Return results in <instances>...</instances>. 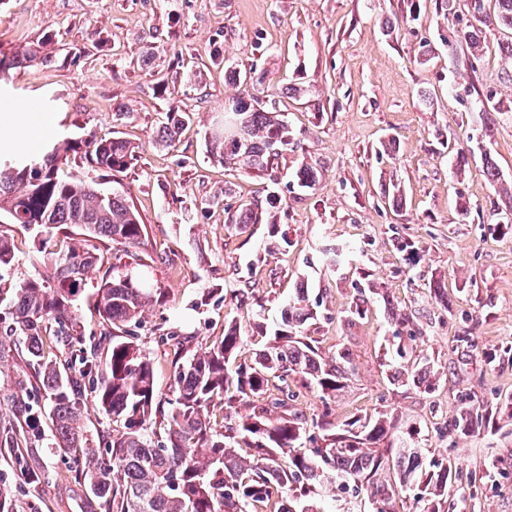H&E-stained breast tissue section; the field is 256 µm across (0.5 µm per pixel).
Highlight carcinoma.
Segmentation results:
<instances>
[{"label": "carcinoma", "instance_id": "1", "mask_svg": "<svg viewBox=\"0 0 512 512\" xmlns=\"http://www.w3.org/2000/svg\"><path fill=\"white\" fill-rule=\"evenodd\" d=\"M472 21L454 27L448 48L465 43L474 60L483 53L482 27L495 25L512 33V0H466ZM54 55L39 41L19 51L0 50V76L6 78L34 62L50 63ZM243 139L248 142L245 173L264 174L273 169L271 141L286 146L291 141L284 115L255 107L254 97L242 93L229 101ZM186 122L171 112L160 139L173 137ZM212 158L236 167L235 145L222 134L208 138ZM80 150L91 170L126 171L136 158V146L121 139H99L94 134L78 141H64L38 156L0 157V214L27 230L56 228L62 236L44 237L39 243L40 271L12 288L0 289V374L13 357L16 339L23 340L24 368L7 376L0 387V402L12 417L0 421V447L13 449L16 463L31 486L45 472L22 452L38 437L40 418L30 406L37 396L48 403L53 426V447L69 456L76 475L91 493L100 512H256L270 504L273 512H324L318 504L319 489L326 483L338 490L351 489L367 496L373 512H391L396 486L380 481L392 466L399 487L415 484L414 500L420 512H436L435 498L455 489L453 465L447 459L424 462L415 447V430L407 429L394 457L379 448L392 436L391 423L374 414L337 425L333 410L321 421L290 409L296 397L291 386L314 389L333 401L355 374L353 356L341 349L324 358L319 341L305 328L317 319L300 292L288 302L281 320L265 343L238 360L243 336L229 327L224 336L191 358L175 362L172 397L159 393L151 360L143 354L127 325L150 304L163 299V290L151 279L153 263L137 253L147 228L138 212L120 192H103L93 177L65 174L70 153ZM272 199L239 205V223L246 227L267 220ZM80 230L78 237L67 229ZM121 247L123 256L112 265L95 294L99 315L114 333L99 338L85 335L74 308L86 275L101 260V242ZM143 267L135 272L134 286L119 272L122 257ZM15 260L14 244L0 230V271ZM68 350L59 361L46 353V337ZM105 368H100L101 356ZM428 357L415 359L407 379L417 385L426 377ZM116 425V433L93 447L84 428L87 400ZM235 413L220 428L208 418L214 407ZM487 405H467L448 423L449 429L468 434L493 422ZM311 447H303L304 443Z\"/></svg>", "mask_w": 512, "mask_h": 512}]
</instances>
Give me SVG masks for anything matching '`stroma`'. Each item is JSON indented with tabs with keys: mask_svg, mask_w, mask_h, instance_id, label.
Listing matches in <instances>:
<instances>
[{
	"mask_svg": "<svg viewBox=\"0 0 512 512\" xmlns=\"http://www.w3.org/2000/svg\"><path fill=\"white\" fill-rule=\"evenodd\" d=\"M448 26L442 0H0V48L48 39L56 55L14 71L0 107L34 102L54 113L53 144L91 132L138 145L131 167L101 183L124 189L148 228L139 253L155 258L165 298L145 308L134 334L162 394L174 348L156 326L183 336L188 355L231 325L251 350L262 342L254 311L275 328L307 289L311 336L329 357L348 347L357 367L332 404L337 421L384 412L398 429L413 427L425 459L457 468L459 493L443 498V512H512V360L501 356L512 347V226L499 217L512 187V60L493 27L467 66L448 50ZM234 70L293 135L264 177L224 169L208 152L240 93ZM172 110L186 125L162 146ZM487 154L498 181L483 173ZM305 163L317 169L310 188L294 176ZM393 179L404 189L395 203L385 199ZM269 196L276 233L239 228V205ZM6 230L16 244L0 279L8 286L36 274L39 238ZM399 236L413 252L397 249ZM334 246L348 250L337 267L325 254ZM114 261L105 248L75 303L88 333L107 330L93 302ZM438 281L442 300L429 291ZM360 297L366 317L347 321ZM465 332L477 350L458 343ZM422 352L435 359L428 384L391 385L388 374ZM468 395L496 404L494 427L447 432ZM41 424L29 450L46 472L41 484L27 485L0 452L13 512H91L83 480L51 446L50 419Z\"/></svg>",
	"mask_w": 512,
	"mask_h": 512,
	"instance_id": "1",
	"label": "stroma"
}]
</instances>
